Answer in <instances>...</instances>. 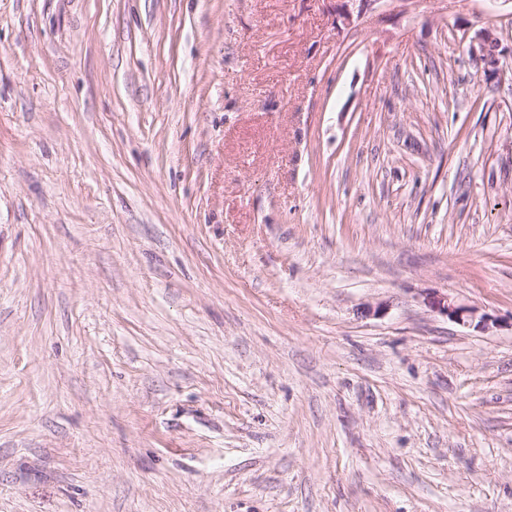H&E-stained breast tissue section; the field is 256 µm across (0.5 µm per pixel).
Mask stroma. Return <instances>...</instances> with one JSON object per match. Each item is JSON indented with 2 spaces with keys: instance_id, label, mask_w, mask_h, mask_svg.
<instances>
[{
  "instance_id": "1",
  "label": "stroma",
  "mask_w": 512,
  "mask_h": 512,
  "mask_svg": "<svg viewBox=\"0 0 512 512\" xmlns=\"http://www.w3.org/2000/svg\"><path fill=\"white\" fill-rule=\"evenodd\" d=\"M0 512H512V0H0ZM432 308L442 316L447 318L464 321V317L471 321L477 318V311L472 308H462L455 305L448 296L433 297L431 301Z\"/></svg>"
}]
</instances>
